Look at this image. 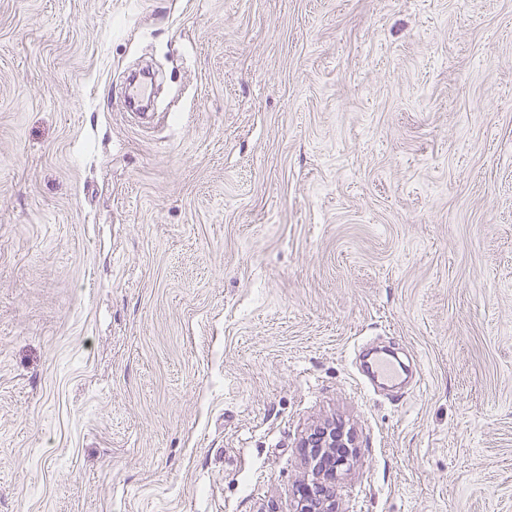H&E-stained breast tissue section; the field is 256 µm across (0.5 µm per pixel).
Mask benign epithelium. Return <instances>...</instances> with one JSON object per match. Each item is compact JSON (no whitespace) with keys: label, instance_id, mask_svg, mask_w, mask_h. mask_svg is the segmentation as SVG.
<instances>
[{"label":"benign epithelium","instance_id":"obj_1","mask_svg":"<svg viewBox=\"0 0 512 512\" xmlns=\"http://www.w3.org/2000/svg\"><path fill=\"white\" fill-rule=\"evenodd\" d=\"M354 445L353 432L335 422L321 424L303 440L310 474L297 487L298 512H335L333 486L350 468Z\"/></svg>","mask_w":512,"mask_h":512}]
</instances>
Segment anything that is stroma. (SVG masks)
<instances>
[{
  "instance_id": "stroma-1",
  "label": "stroma",
  "mask_w": 512,
  "mask_h": 512,
  "mask_svg": "<svg viewBox=\"0 0 512 512\" xmlns=\"http://www.w3.org/2000/svg\"><path fill=\"white\" fill-rule=\"evenodd\" d=\"M332 419L336 512H512V0H0V512H296ZM353 432L336 422L318 426L302 442L310 474L297 487L298 512H335L333 486L339 473L350 468Z\"/></svg>"
}]
</instances>
